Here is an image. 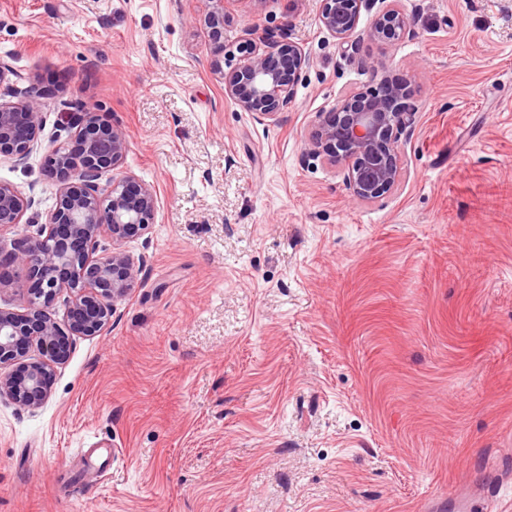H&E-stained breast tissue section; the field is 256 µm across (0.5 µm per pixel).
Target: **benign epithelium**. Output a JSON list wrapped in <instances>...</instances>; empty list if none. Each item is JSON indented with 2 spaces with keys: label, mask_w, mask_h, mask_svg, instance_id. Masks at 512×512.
<instances>
[{
  "label": "benign epithelium",
  "mask_w": 512,
  "mask_h": 512,
  "mask_svg": "<svg viewBox=\"0 0 512 512\" xmlns=\"http://www.w3.org/2000/svg\"><path fill=\"white\" fill-rule=\"evenodd\" d=\"M205 17L213 50L224 53V0H209ZM321 27L358 49L361 11L374 0H321ZM366 36L397 40L411 18L401 0H382ZM243 65L223 72L224 96L258 121L277 123L294 101L295 87L310 56L286 33L257 25L242 29ZM15 72L0 64V158L25 163L38 146L48 91L36 82L18 91ZM381 92H352L316 115L307 154L331 166L345 165L343 178L353 197L373 202L390 193L402 177L400 136L412 131L416 112L407 105L409 82L384 73ZM19 101L14 102L12 98ZM73 133L51 147L46 173L61 188L44 230L5 252L0 249V283L14 281L22 310L0 308V401L34 411L51 396L55 366L70 356L78 338L100 336L117 304L135 287L144 259L127 245L156 223L154 187L120 171L128 153L122 128L107 114L85 110L71 120ZM25 202L17 189L0 182V229L20 223ZM67 294L64 323L53 312L56 296ZM41 357H30L32 347Z\"/></svg>",
  "instance_id": "1"
}]
</instances>
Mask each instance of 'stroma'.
Instances as JSON below:
<instances>
[{
  "mask_svg": "<svg viewBox=\"0 0 512 512\" xmlns=\"http://www.w3.org/2000/svg\"><path fill=\"white\" fill-rule=\"evenodd\" d=\"M402 6L410 34L352 52L320 0H235L217 57L208 0H0V62L52 92L26 163L0 161L30 202L0 246L47 223L77 108L121 126L159 202L111 328L43 407L0 402V512H427L512 485V0ZM248 24L310 56L275 124L224 96ZM385 71L417 120L364 203L306 141Z\"/></svg>",
  "mask_w": 512,
  "mask_h": 512,
  "instance_id": "obj_1",
  "label": "stroma"
}]
</instances>
